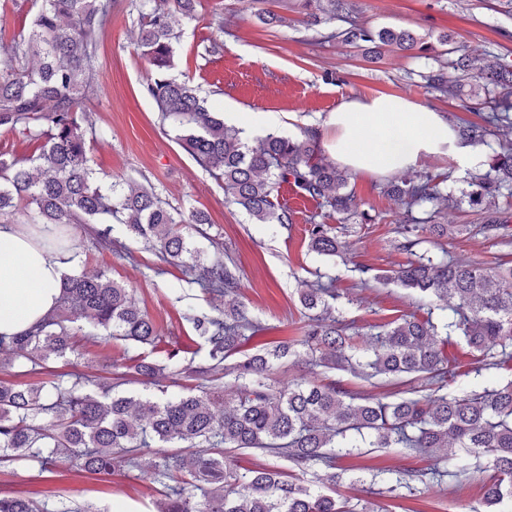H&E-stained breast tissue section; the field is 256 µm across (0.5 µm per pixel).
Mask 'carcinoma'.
I'll use <instances>...</instances> for the list:
<instances>
[{
  "instance_id": "obj_1",
  "label": "carcinoma",
  "mask_w": 512,
  "mask_h": 512,
  "mask_svg": "<svg viewBox=\"0 0 512 512\" xmlns=\"http://www.w3.org/2000/svg\"><path fill=\"white\" fill-rule=\"evenodd\" d=\"M196 0H131L137 13L141 55L154 76L145 92L156 103L161 120H179L186 149L218 182L230 201L262 224H287L290 215L275 200L284 185L316 208L342 219L357 214L346 168L321 157L319 137L304 130L300 137L269 133L249 145L241 131L224 119L188 82L170 75L184 19L193 18ZM29 25L4 49L0 69V127L21 133L36 144L32 156L0 155V223L103 224L96 242L112 246L111 223L169 263L194 272L203 293L224 297V316L195 314L191 321L205 350L189 361L176 350L159 347L155 322L141 310L131 290L106 272L66 277L56 309L22 336H0V368L18 365L45 379L37 384L0 381V461L36 464L45 472L56 462L76 473L109 474L120 467L137 469L151 456L153 482L161 486L160 512H375L367 504L288 480L275 465L243 472L224 458V449L258 450L284 458L305 474L322 469L318 480L340 482L336 459L361 448L354 431L368 435L371 448H398L405 453L448 452L424 471L406 475L393 470L372 475L379 493L392 494L417 481L427 488L444 478L481 476L484 504L490 512H512V381L462 395L448 391L458 366L448 357V336H461L485 365L512 363V266L487 267L470 258L442 252L434 257L420 250V232L446 238L467 230L464 224H440L448 205L445 180L428 172L390 181L383 193L404 208L398 249L408 262L393 274L403 287L430 301L445 303L452 318L441 337L431 318L403 314L381 325L365 362L357 360L351 323L333 315V282L320 281L300 291L308 311L301 336L291 343L263 345L253 354L228 362L240 347L264 328L248 315L236 297L238 280L224 260H206L183 225L204 224L197 215L186 219L143 186L114 181L99 184L90 164L95 125L81 108L85 87L96 75L100 39L112 24V0H35ZM305 25L319 15L341 19L346 27L324 34L328 40L365 47L379 58L395 53L433 60L437 66L420 73L425 87L446 94L467 80L483 93L477 105L481 122H465L460 134L488 149V170L471 177L463 192L468 206L483 215V230L500 237L503 214L512 206V64L499 58L476 63L448 35L431 41L411 30L373 28L358 20L353 0H303ZM25 202L19 211L18 202ZM310 217L311 248L334 256L342 245L327 224ZM93 327L129 342L134 353L126 370L147 387L160 373L201 381L166 399L145 393L131 395L94 383L83 373H61L54 364L68 363L76 351L73 324ZM286 361L321 367L324 372L349 370L369 381L400 379L403 396L384 402L354 392L341 382L300 380L280 384L273 378ZM236 386L231 406L224 386ZM0 512H93L78 501L53 507L10 492H0Z\"/></svg>"
}]
</instances>
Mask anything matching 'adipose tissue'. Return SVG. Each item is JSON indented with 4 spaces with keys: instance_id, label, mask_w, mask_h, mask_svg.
<instances>
[{
    "instance_id": "ef3b65f1",
    "label": "adipose tissue",
    "mask_w": 512,
    "mask_h": 512,
    "mask_svg": "<svg viewBox=\"0 0 512 512\" xmlns=\"http://www.w3.org/2000/svg\"><path fill=\"white\" fill-rule=\"evenodd\" d=\"M328 149L352 173L388 176L418 167L432 156L471 168L481 146L461 137L440 112L388 95L343 100L325 123ZM71 253L39 244L25 228L0 224V335L30 330L55 306Z\"/></svg>"
}]
</instances>
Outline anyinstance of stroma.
I'll use <instances>...</instances> for the list:
<instances>
[{
	"label": "stroma",
	"mask_w": 512,
	"mask_h": 512,
	"mask_svg": "<svg viewBox=\"0 0 512 512\" xmlns=\"http://www.w3.org/2000/svg\"><path fill=\"white\" fill-rule=\"evenodd\" d=\"M300 0H199L193 20L185 22L178 45L173 77L199 85L221 112L238 113L248 120L254 112H274L280 117L279 134L300 135L308 126L323 127L330 112L350 97L379 93L398 95L441 112L449 121L479 119L478 110L462 107L461 97L436 96L425 88L420 74L424 59L385 55L371 62L361 49L320 38V27H306ZM360 21L374 27L408 29L417 34H448L467 47L473 57L499 55L512 62V0H355ZM282 16L281 26L268 28L256 17L258 9ZM223 26H216V19ZM138 26L116 0L112 26L101 44L102 67L83 108L103 136L91 145L90 157L102 183L124 180L153 187L170 207L203 213L193 241L205 257H222L239 275V294L252 319L269 337L290 341L304 322L299 302L303 282L333 280L338 319L355 323L358 345H367L372 326L403 314L431 317L444 324L448 313L424 306L418 293L388 282L361 286L357 265L368 264L392 271L408 257L397 247L396 228L402 210L384 197L383 178L355 175L350 180L359 215L349 221L328 217L334 234L348 249L346 258L315 253L309 246L308 217L316 206L307 202L291 206L294 191L283 186L278 202L290 207L292 222L258 224L232 204L224 190L185 151L179 128L160 124L156 105L144 92L154 71L136 49ZM220 38L218 54L207 51L211 38ZM446 223L469 225V232L449 236L431 245V252H448L491 263L512 262V246L485 238L475 231L479 217L467 205L448 209ZM95 227L72 224L65 233L76 251V271L108 270L112 280L132 289L140 308L155 321L173 349H186L196 332L188 314L199 310L220 316L224 300L202 294L184 267L167 264L154 252L142 249L115 228L111 248L95 244ZM134 259H127V250ZM79 354L71 358V372L107 377L111 363H123L127 342L100 335L83 324ZM449 356L462 363L454 385L457 392L477 390L512 381V371L487 369L459 336H451ZM428 455L403 454L394 448H364L338 459L337 470L371 476L383 469L417 472L428 469ZM0 491L35 501L85 500L97 512H157L161 495L149 474L122 469L109 475L40 472L38 468H0ZM340 493L383 506L387 512H482L484 503L477 482L446 479L442 486L399 489L395 496L375 495L366 484H343Z\"/></svg>",
	"instance_id": "1"
}]
</instances>
